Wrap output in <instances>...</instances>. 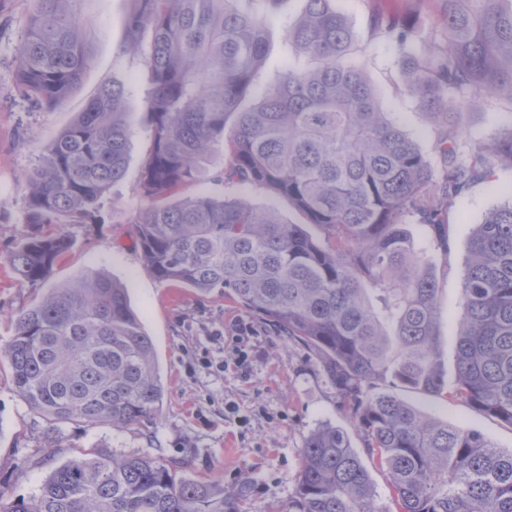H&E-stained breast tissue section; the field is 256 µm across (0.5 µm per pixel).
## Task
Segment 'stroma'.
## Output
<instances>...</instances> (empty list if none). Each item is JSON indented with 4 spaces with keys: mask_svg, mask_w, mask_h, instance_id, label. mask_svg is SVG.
Masks as SVG:
<instances>
[{
    "mask_svg": "<svg viewBox=\"0 0 512 512\" xmlns=\"http://www.w3.org/2000/svg\"><path fill=\"white\" fill-rule=\"evenodd\" d=\"M358 37L353 65L364 68L380 107L422 147L432 152L435 131L405 92L396 45L369 31L374 0H336ZM130 0H80L79 21L93 62L80 85L56 109L41 110L18 96L17 48L27 24L25 0H0V348L13 335L12 318L53 287L75 284L98 269L121 282L133 309L152 337L164 384L161 411L149 426L115 431L69 424L48 431L19 396L11 368L0 357V491L6 498L35 495L50 470L91 446L116 454L144 451L183 460L186 476L217 481L235 490L254 476L243 512H293L301 449L309 432L330 423L352 430L337 403L336 388L307 351L274 335L265 320L246 314L224 296L201 295L159 282L145 265L126 222L139 200L136 187L149 140L143 124L149 78L141 61L125 53V20ZM306 8V0H285L268 18V41L258 84L273 83L298 60L288 51L284 31ZM119 82L126 92L131 136L124 178L103 197L98 224L70 226L73 246L48 282L20 286L7 254L29 232L21 187L54 136L84 110L101 86ZM512 127V106L491 102L470 113L463 125V149ZM488 178L471 185L449 209L448 241L439 244L413 226L418 244L432 260L440 302L438 349L446 369L455 364L456 312L468 243L486 212L512 194V166L490 162ZM404 400L426 415L478 431L497 448L512 449V426L474 412L467 403L402 391Z\"/></svg>",
    "mask_w": 512,
    "mask_h": 512,
    "instance_id": "1",
    "label": "stroma"
}]
</instances>
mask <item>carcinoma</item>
I'll use <instances>...</instances> for the list:
<instances>
[{"mask_svg":"<svg viewBox=\"0 0 512 512\" xmlns=\"http://www.w3.org/2000/svg\"><path fill=\"white\" fill-rule=\"evenodd\" d=\"M26 2L17 91L50 111L92 58L79 0ZM279 2L131 0L124 51L149 73V148L127 221L147 266L162 283L216 291L272 322L336 386L361 449L339 426L313 429L295 512H512V450L393 392L446 390L512 425V197L472 234L451 380L438 350L432 263L408 229L440 233L448 207L488 177L487 156L512 165V130L468 155L458 149L461 116L488 101L512 106V0H439V34L387 0L370 15L371 32L400 47L406 88L436 126V167L381 111L363 70L347 64L356 37L335 0H306L285 33L306 66L257 91L267 17ZM124 99L120 85L104 86L24 175L31 231L7 258L19 285L48 281L72 246L68 232L44 228L102 223L100 201L126 171ZM217 145L224 188L261 189L305 223L232 195L175 197L199 181ZM0 354L51 431H123L157 418L164 388L152 339L125 286L99 270L16 315ZM365 456L387 472L395 510L377 504ZM182 469L151 452L87 448L52 468L35 496L6 502L0 493V512H238L250 478L226 495Z\"/></svg>","mask_w":512,"mask_h":512,"instance_id":"carcinoma-1","label":"carcinoma"}]
</instances>
